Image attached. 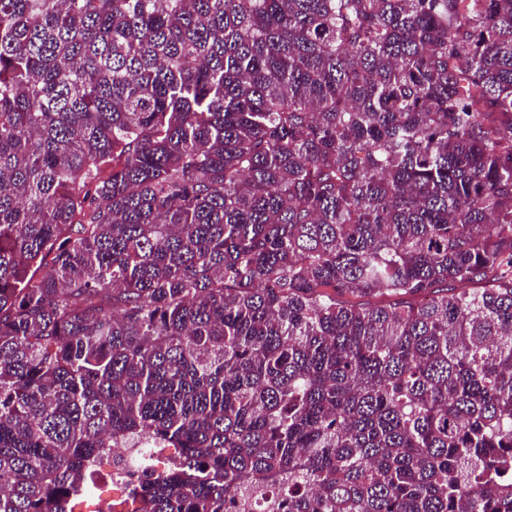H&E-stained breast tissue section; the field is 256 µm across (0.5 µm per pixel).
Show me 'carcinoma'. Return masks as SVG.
Listing matches in <instances>:
<instances>
[{"mask_svg":"<svg viewBox=\"0 0 512 512\" xmlns=\"http://www.w3.org/2000/svg\"><path fill=\"white\" fill-rule=\"evenodd\" d=\"M271 482L512 512V0H0V512Z\"/></svg>","mask_w":512,"mask_h":512,"instance_id":"obj_1","label":"carcinoma"}]
</instances>
